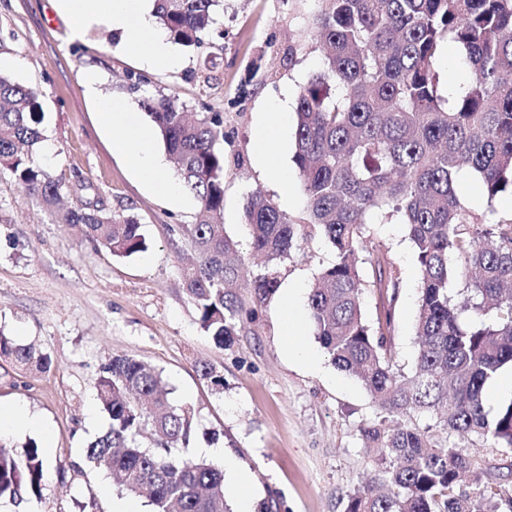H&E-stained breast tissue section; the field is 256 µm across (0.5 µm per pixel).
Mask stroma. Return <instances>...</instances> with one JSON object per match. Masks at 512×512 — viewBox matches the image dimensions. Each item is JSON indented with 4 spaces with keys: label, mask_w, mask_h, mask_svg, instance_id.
<instances>
[{
    "label": "stroma",
    "mask_w": 512,
    "mask_h": 512,
    "mask_svg": "<svg viewBox=\"0 0 512 512\" xmlns=\"http://www.w3.org/2000/svg\"><path fill=\"white\" fill-rule=\"evenodd\" d=\"M318 0H224L217 23L223 50L176 47V67L156 69L124 51L118 33L100 27L73 40L52 0H0V58L7 74L35 88L44 119L39 164L63 183L66 203H103L137 216L146 252L119 260L94 248L78 229L52 223L8 171L0 170V330L48 354L46 373L0 359V404H22L42 417L45 431H21L10 444L36 442L47 462L40 497L0 499V512H112L125 501L112 477L85 457L88 439L105 431L95 383L116 354L161 371L170 402L193 410L198 433L183 453L214 463L232 459L250 479L253 512H344L369 458L360 427L377 409L356 378L334 367L313 335L307 296L332 247L314 240L279 266L281 290L246 322L230 347H215L181 284L189 247L178 227L195 223L198 204L175 205L148 187L130 159L112 148L106 125L84 91L97 73L101 96L120 100L132 123L151 127L143 96L171 94L189 111L224 115V228L249 244L244 207L256 190L289 215L304 196L294 174V126L277 143L289 183L280 186L259 166V117L275 104L294 112L297 94L322 65L312 35ZM366 250L388 252L398 273L393 348L404 369L414 364L419 268L406 227L377 214L365 227ZM300 289L295 335H285L282 291ZM317 353L314 367L289 358V348ZM224 377L214 390L199 362ZM218 438H211V431Z\"/></svg>",
    "instance_id": "1"
}]
</instances>
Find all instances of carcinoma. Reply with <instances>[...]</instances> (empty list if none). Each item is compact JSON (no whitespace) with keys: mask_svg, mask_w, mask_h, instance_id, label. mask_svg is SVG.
<instances>
[{"mask_svg":"<svg viewBox=\"0 0 512 512\" xmlns=\"http://www.w3.org/2000/svg\"><path fill=\"white\" fill-rule=\"evenodd\" d=\"M221 0H153L170 39L187 49L204 45ZM315 34L325 51L322 68L296 99L295 151L305 207L291 217L261 192L245 206L250 252L224 230V115L197 112L169 95L142 105L195 197L196 223L184 227L195 261L182 270L183 288L201 328L219 348L234 343L258 306L279 287L278 267L317 237L336 251L308 295L314 336L331 363L357 377L374 397L378 416L360 429L374 448L371 477L348 498L345 512H512V490L498 479L466 493L463 475L477 465L478 440L512 456V399L491 415L484 392L512 366V219L465 209L455 176L463 169L482 182L487 202L512 193V0H318ZM464 53L467 79L448 98L437 62L444 41ZM37 92L0 73V169L7 170L47 210L54 224H79L95 248L124 259L148 241L133 214L98 203L58 207L63 184L35 162L43 142ZM374 210L400 215L420 272L414 323L418 353L403 371L392 350L398 276L385 252L369 259L373 286L390 294L377 326L366 319L360 272L363 229ZM458 258L449 265V256ZM251 305L236 288L250 257ZM461 279L460 296L448 282ZM0 357L45 373L48 355L0 330ZM216 389V366L198 365ZM151 364L114 355L101 367L97 399L107 430L85 453L96 469L117 478L128 495L147 494L153 512H230L224 471L182 454L196 436L191 409L176 408ZM427 417L453 444L432 441ZM153 437L154 447L142 439ZM46 461L33 441L0 444V499L20 491L39 496Z\"/></svg>","mask_w":512,"mask_h":512,"instance_id":"obj_1","label":"carcinoma"}]
</instances>
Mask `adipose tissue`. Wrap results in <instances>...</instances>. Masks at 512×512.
I'll return each instance as SVG.
<instances>
[{
  "label": "adipose tissue",
  "mask_w": 512,
  "mask_h": 512,
  "mask_svg": "<svg viewBox=\"0 0 512 512\" xmlns=\"http://www.w3.org/2000/svg\"><path fill=\"white\" fill-rule=\"evenodd\" d=\"M61 17L69 25L71 39L80 40L96 27H106L119 32L125 49L154 68H171L178 59L173 54L166 32L156 28L151 12L142 0H55ZM95 73L84 77L85 93L95 99L102 117L109 125L122 128L123 134L114 147L126 154L145 182L165 195L172 203H180L181 187L168 177L151 146V133L142 126L128 123V115L120 103L98 95ZM287 121L283 112L268 113L261 130L259 163L279 183H287L284 170L274 148L277 130Z\"/></svg>",
  "instance_id": "ef3b65f1"
}]
</instances>
